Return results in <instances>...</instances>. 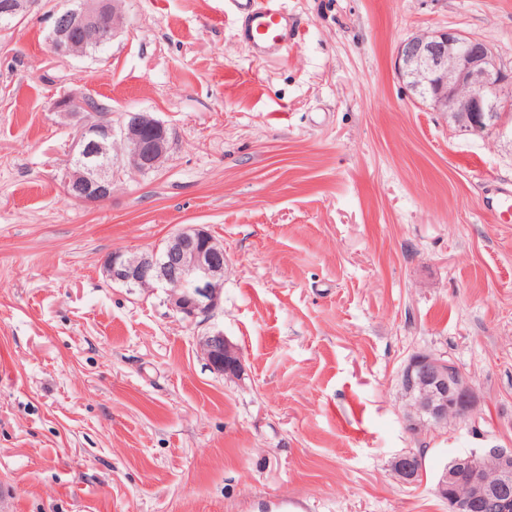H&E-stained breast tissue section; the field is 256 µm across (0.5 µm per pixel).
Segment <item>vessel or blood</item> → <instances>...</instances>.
<instances>
[{
  "mask_svg": "<svg viewBox=\"0 0 512 512\" xmlns=\"http://www.w3.org/2000/svg\"><path fill=\"white\" fill-rule=\"evenodd\" d=\"M241 20L240 36L258 56H273L295 38V27L276 0H230Z\"/></svg>",
  "mask_w": 512,
  "mask_h": 512,
  "instance_id": "b4317fda",
  "label": "vessel or blood"
}]
</instances>
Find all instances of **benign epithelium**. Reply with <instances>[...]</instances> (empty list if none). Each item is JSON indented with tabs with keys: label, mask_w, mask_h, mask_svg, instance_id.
Segmentation results:
<instances>
[{
	"label": "benign epithelium",
	"mask_w": 512,
	"mask_h": 512,
	"mask_svg": "<svg viewBox=\"0 0 512 512\" xmlns=\"http://www.w3.org/2000/svg\"><path fill=\"white\" fill-rule=\"evenodd\" d=\"M37 0H0V19L21 22ZM120 0H79L56 17L49 44L59 57L82 58L110 43L125 24ZM398 76L411 98L444 112L459 131L483 136L502 130L512 117V69L501 66L492 48L465 32L448 28L417 35L397 48ZM54 108L67 120L80 119L72 160L63 181L65 195L84 204H101L112 196L111 114L96 113L89 97L66 95ZM126 159L137 171H155L168 159L170 131L148 113L129 112L120 129ZM224 247L202 227L173 233L164 247L140 252L116 251L104 265L106 277L128 290H165L169 307L194 323L208 319L224 285ZM210 368L227 377L244 370L239 348L217 330L200 341ZM406 402L408 430L418 435L464 420L475 407L473 390L459 368L432 352L410 355L398 375ZM394 475L415 485L425 475L415 451L392 461ZM436 494L448 512H512V448H481L453 458L439 474Z\"/></svg>",
	"instance_id": "1"
}]
</instances>
